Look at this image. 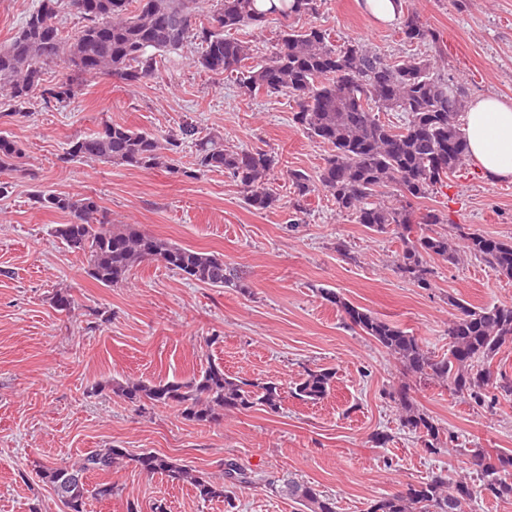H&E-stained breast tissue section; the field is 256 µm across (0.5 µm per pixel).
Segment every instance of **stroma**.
Returning <instances> with one entry per match:
<instances>
[{
    "label": "stroma",
    "instance_id": "35a3bbf8",
    "mask_svg": "<svg viewBox=\"0 0 512 512\" xmlns=\"http://www.w3.org/2000/svg\"><path fill=\"white\" fill-rule=\"evenodd\" d=\"M407 5L437 43L411 42L399 25L376 24L361 0H320L318 14L293 24L322 26L338 46L362 40L394 60L442 58L468 100H512V0ZM64 80L77 93L63 106L44 104L36 93L18 115L0 95V134L25 153L24 171L0 173L7 185L0 195V512H64L37 463H71L110 446L166 455L218 482L231 461L253 483L237 487L233 503L206 502L190 485L147 476L128 462L109 474L119 496L94 512H127L131 504L151 512L159 501L167 512H297L278 485L287 475L332 497L336 512H368L381 494L438 472L455 476L461 449L512 451V397L490 410L445 384L419 382L320 296L334 289L440 356L454 314L449 297L480 307L510 304L512 280L462 253L452 263L432 260L431 285L421 288L396 269L400 240L338 211L326 191L309 194L304 213L295 214L289 171L318 173L332 148L293 122L297 107L288 96L246 99L233 78L200 72L175 53L155 78L133 86L61 63L45 68L44 87ZM187 120L226 146L275 155L276 205L254 210L227 174H196L190 147L177 154L175 174L61 160L72 139L106 122L165 135ZM39 191L94 196L112 223L218 254L250 291L189 281L157 262L102 286L89 277L85 258L55 237L54 227L69 217L39 208ZM428 209L443 215L435 230L451 241L460 226L512 239V181L489 182L473 162L412 205L416 214ZM59 290L72 296L70 312L53 308ZM210 360L242 379L278 381L287 392L279 412L233 410L199 425L173 407L91 392L113 380L184 381ZM316 368L335 370L331 393L315 404L290 397L300 375ZM403 385L454 433L455 444L432 454L401 426L389 394ZM380 435L386 443H377Z\"/></svg>",
    "mask_w": 512,
    "mask_h": 512
}]
</instances>
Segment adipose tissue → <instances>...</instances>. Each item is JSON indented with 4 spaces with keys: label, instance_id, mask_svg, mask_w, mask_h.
Masks as SVG:
<instances>
[{
    "label": "adipose tissue",
    "instance_id": "1",
    "mask_svg": "<svg viewBox=\"0 0 512 512\" xmlns=\"http://www.w3.org/2000/svg\"><path fill=\"white\" fill-rule=\"evenodd\" d=\"M469 154L490 182L512 180V101L485 96L464 114Z\"/></svg>",
    "mask_w": 512,
    "mask_h": 512
}]
</instances>
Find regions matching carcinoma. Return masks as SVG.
I'll list each match as a JSON object with an SVG mask.
<instances>
[{
  "mask_svg": "<svg viewBox=\"0 0 512 512\" xmlns=\"http://www.w3.org/2000/svg\"><path fill=\"white\" fill-rule=\"evenodd\" d=\"M63 1L83 22L71 36L63 35L55 23ZM216 2L208 19L198 22L200 0H40L13 40L0 48V92L18 106L38 89L45 103H62L75 91L67 81L42 87L43 65L49 62L60 61L84 75L134 85L155 76L159 57L197 45L200 51L192 56L193 66L217 76L236 74L241 94L249 99L280 93L293 97L294 123L332 145L333 153L316 178L299 170L289 172L298 195L294 209L302 211L301 199L321 187L337 210L355 214L367 228L384 233L394 226L405 243L398 272L421 288L431 287L427 258L453 262L457 250L447 236L429 229L444 223L440 213L429 209L414 221L410 208L413 200L443 184L468 157L458 122L467 97L463 85L442 74L430 59L392 62L356 39L338 49L328 30L319 26L297 30L285 25L276 52L253 64L248 42L225 32L260 28L273 16L313 15L318 11L317 0H279L267 9L260 8L257 0ZM402 33L410 41L436 42V35L412 11L403 15ZM382 112L400 114L403 123L381 120ZM186 144L195 149L198 172L228 174L242 186L249 206L266 210L277 201L270 187L276 165L273 155L260 148L226 149L216 136H199L191 122L165 137L119 123L106 124L71 140L62 161L86 158L142 170L170 169ZM24 157L16 141L0 135V172L22 171ZM388 187L396 191L393 203L384 199ZM35 203L72 217L54 233L71 252L86 258L88 275L103 286L121 283L132 269L156 261L187 280L248 291L223 258L179 246L136 224H113L91 196L41 192ZM460 237L463 252L512 279V240L463 231ZM320 295L336 306L346 325L398 360L405 373L446 383L453 393L488 409L495 408L498 396H512V378L491 371L489 364L502 346L512 342V304L473 307L450 300L456 314L448 322V354L437 357L429 355L412 333L339 292L322 288ZM335 379L331 369L308 370L294 382L292 394L315 403L330 393ZM109 388L134 405L148 401L174 406L184 419L200 424L217 423L224 411L232 409L261 406L277 413L284 401L277 382L235 378L212 361L186 381H114ZM394 402L400 407L403 427L417 435L426 451L435 453L445 442L454 441L453 432L420 410L406 389L397 392ZM128 460L148 476L191 484L204 500L228 499L224 484L170 457L154 452L133 456L124 448L91 450L71 464H42L40 478L66 501L70 512H89L90 501L112 500L118 486L109 480L91 485L88 475L108 473ZM468 464L479 468L478 482L467 472L454 478L436 473L404 491L382 495L369 512H464L465 505L482 494L512 499V453L498 452L491 458L476 448ZM283 488L308 512H335L334 499L306 483L288 477Z\"/></svg>",
  "mask_w": 512,
  "mask_h": 512,
  "instance_id": "1",
  "label": "carcinoma"
}]
</instances>
